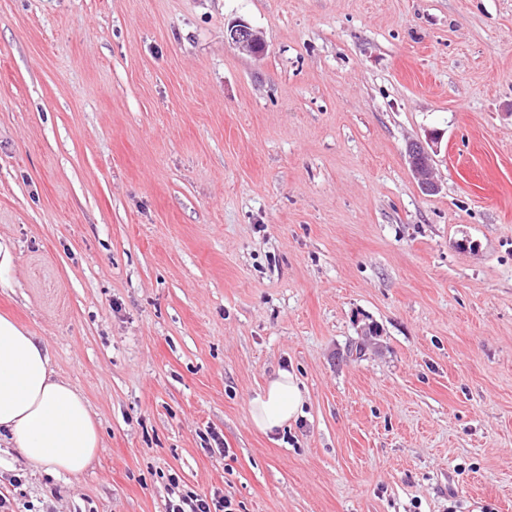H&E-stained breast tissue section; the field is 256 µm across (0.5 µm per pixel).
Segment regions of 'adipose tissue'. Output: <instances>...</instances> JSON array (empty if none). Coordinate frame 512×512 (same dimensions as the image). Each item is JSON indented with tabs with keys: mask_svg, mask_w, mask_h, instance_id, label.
Here are the masks:
<instances>
[{
	"mask_svg": "<svg viewBox=\"0 0 512 512\" xmlns=\"http://www.w3.org/2000/svg\"><path fill=\"white\" fill-rule=\"evenodd\" d=\"M305 393L282 370L250 402V420L275 432L303 413ZM0 437L32 469L77 477L96 458L102 436L83 394L50 367L46 344L0 315Z\"/></svg>",
	"mask_w": 512,
	"mask_h": 512,
	"instance_id": "adipose-tissue-1",
	"label": "adipose tissue"
}]
</instances>
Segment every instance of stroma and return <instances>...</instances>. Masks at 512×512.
<instances>
[{
    "label": "stroma",
    "instance_id": "stroma-1",
    "mask_svg": "<svg viewBox=\"0 0 512 512\" xmlns=\"http://www.w3.org/2000/svg\"><path fill=\"white\" fill-rule=\"evenodd\" d=\"M0 236L103 442L12 512H512V0H0ZM227 38L233 46L252 54H259L264 47V41L259 33L242 20L232 22L229 25ZM438 137L430 136L425 144L421 141L410 143L408 151L409 165L412 174L417 179L420 188L426 193H435L439 186L433 176V153L437 150L430 146V143H438ZM430 142V143H429ZM297 377L281 370L250 402V420L261 432H275L303 415L305 393ZM171 490V497L168 498L166 503V512H235L231 499L223 495L222 497L213 495L208 498L206 495H199L197 493H181L180 490Z\"/></svg>",
    "mask_w": 512,
    "mask_h": 512
}]
</instances>
